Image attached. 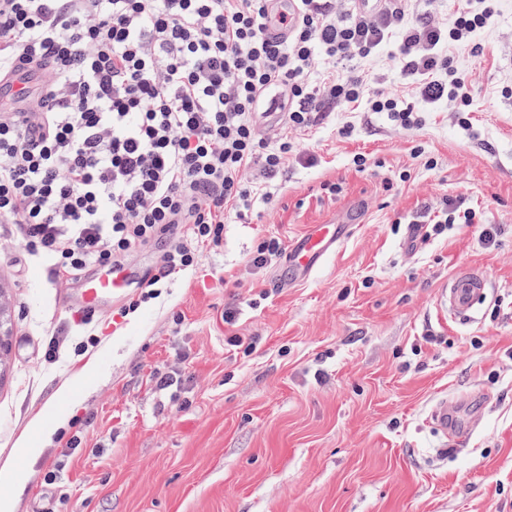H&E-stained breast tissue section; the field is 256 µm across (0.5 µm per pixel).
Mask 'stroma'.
Masks as SVG:
<instances>
[{
  "instance_id": "stroma-1",
  "label": "stroma",
  "mask_w": 512,
  "mask_h": 512,
  "mask_svg": "<svg viewBox=\"0 0 512 512\" xmlns=\"http://www.w3.org/2000/svg\"><path fill=\"white\" fill-rule=\"evenodd\" d=\"M497 11L478 35L482 55L454 53L475 88L470 129L444 109L412 130L342 111L289 131L314 163L290 164L257 217L227 224L223 246L158 299L125 318V298L105 300L85 352L70 342L45 357L48 336L84 331L64 302L81 279L25 262L0 227V468L22 462L30 474L15 512H512V0ZM456 195L476 223L409 237L422 203ZM351 213L358 224L310 279L288 286L281 263L249 266L261 238L287 246ZM484 224L495 243L481 240ZM462 270L489 281L465 325L437 305ZM231 335L255 349L225 344ZM92 356L98 372L82 375ZM159 369L176 383L157 388ZM66 384L79 398L57 414L79 448L66 456L53 443L22 460L18 440ZM471 394L459 414L480 407L479 426L463 448L439 451L431 406Z\"/></svg>"
}]
</instances>
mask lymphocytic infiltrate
<instances>
[{
    "label": "lymphocytic infiltrate",
    "instance_id": "1",
    "mask_svg": "<svg viewBox=\"0 0 512 512\" xmlns=\"http://www.w3.org/2000/svg\"><path fill=\"white\" fill-rule=\"evenodd\" d=\"M457 2L443 19L437 0L415 16L413 0L367 11L356 0H0V80L28 66L42 81L0 110V224L63 278L163 243L157 274L123 309L135 313L223 245L227 219L251 220L289 162H304L288 130L339 108L410 130L442 102L470 128L474 87L452 53L482 54L476 35L496 9ZM276 14L286 39L266 33ZM386 50L419 104L386 91V74L322 65ZM275 90L283 130L264 135L256 110ZM422 217L439 235L476 211L455 197Z\"/></svg>",
    "mask_w": 512,
    "mask_h": 512
}]
</instances>
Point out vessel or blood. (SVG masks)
<instances>
[{
    "instance_id": "b4317fda",
    "label": "vessel or blood",
    "mask_w": 512,
    "mask_h": 512,
    "mask_svg": "<svg viewBox=\"0 0 512 512\" xmlns=\"http://www.w3.org/2000/svg\"><path fill=\"white\" fill-rule=\"evenodd\" d=\"M38 83V77L28 72L18 73L10 83L0 82V108L16 104L20 94L31 93ZM353 229L354 225L350 222L315 225L290 245L282 268L283 279L294 283L310 278ZM131 283L129 273L120 267L86 280L81 291L80 311L88 315L95 314L102 299L124 296ZM487 285L486 277L478 273L464 272L450 277L439 289L438 304L441 311L457 322L471 321ZM455 409V402L439 398L431 409L429 420L446 443L460 447L469 438L471 430L457 424L454 419Z\"/></svg>"
}]
</instances>
